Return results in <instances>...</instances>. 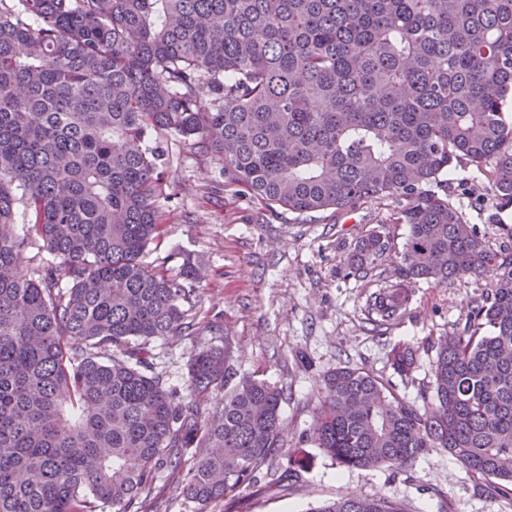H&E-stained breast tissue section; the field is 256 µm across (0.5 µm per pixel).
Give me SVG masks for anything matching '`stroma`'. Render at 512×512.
<instances>
[{"label":"stroma","mask_w":512,"mask_h":512,"mask_svg":"<svg viewBox=\"0 0 512 512\" xmlns=\"http://www.w3.org/2000/svg\"><path fill=\"white\" fill-rule=\"evenodd\" d=\"M161 140L166 162L160 182L164 206L163 242L148 247L142 261L178 277L183 262L201 272L184 308L188 329L148 342L153 375L163 386L187 391V360L198 345L230 341L238 376L254 375L286 389L285 447L309 460L299 482L276 491L246 490L235 499L211 503L207 512H307L341 495L386 496L415 512H512V500L492 498L446 450L436 448L401 471L346 468L308 439L320 396L322 375L343 365L390 376L387 355L395 344L419 346V359L401 391L418 409L431 402V364L440 337L460 333L476 300L491 288L496 268L447 284L420 282L409 293L401 317L376 334L368 304L394 279L408 235L393 224L394 199L368 202L348 211L305 215L270 209L251 195L225 186L222 164L180 136ZM448 200L493 252L512 251V205L501 203L489 173L459 164L451 169ZM386 228L392 249L382 273L347 275L358 241ZM185 472H160L140 498L141 512H197L180 487Z\"/></svg>","instance_id":"35a3bbf8"}]
</instances>
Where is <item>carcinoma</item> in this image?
Returning <instances> with one entry per match:
<instances>
[{
	"instance_id": "obj_1",
	"label": "carcinoma",
	"mask_w": 512,
	"mask_h": 512,
	"mask_svg": "<svg viewBox=\"0 0 512 512\" xmlns=\"http://www.w3.org/2000/svg\"><path fill=\"white\" fill-rule=\"evenodd\" d=\"M509 98L512 0H0V512H131L188 460L181 494L206 512L276 457L275 485L306 469L283 448L286 392L236 378L229 343L190 352L184 396L148 374L145 345L187 329L184 282L198 278L189 262L179 281L141 261L161 230L158 131L271 208L396 200L408 236L371 305L377 328L419 281L498 263L468 327L437 343L424 412L339 366L309 437L343 467L399 469L444 448L512 497V252L491 254L431 189L465 162L512 204ZM18 209L59 264L21 271ZM391 246L384 230L362 237L352 273L371 275ZM417 359L389 351L401 377ZM311 512L411 508L342 496Z\"/></svg>"
}]
</instances>
